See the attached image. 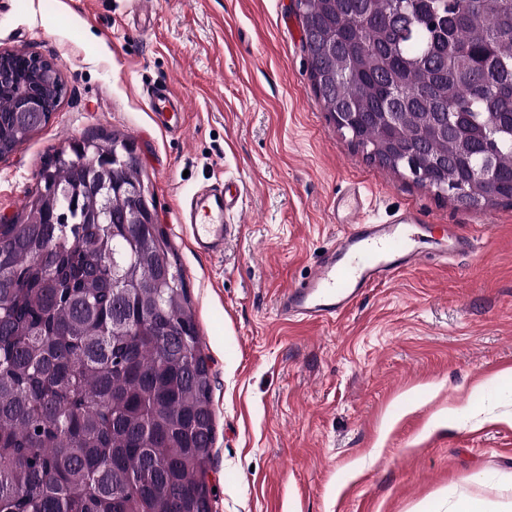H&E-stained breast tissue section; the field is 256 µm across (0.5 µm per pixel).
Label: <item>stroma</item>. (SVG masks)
Returning a JSON list of instances; mask_svg holds the SVG:
<instances>
[{
    "label": "stroma",
    "instance_id": "obj_1",
    "mask_svg": "<svg viewBox=\"0 0 512 512\" xmlns=\"http://www.w3.org/2000/svg\"><path fill=\"white\" fill-rule=\"evenodd\" d=\"M0 0V50L56 61L67 93L0 158V220L53 150L118 131L181 267L211 372L213 512H421L461 495L512 512V204L475 210L371 161L316 95L296 0ZM188 104L166 131L146 91ZM243 182L222 254L176 220L196 192ZM369 222L413 210L424 256L342 316L281 315L342 227L350 183ZM473 238L450 251L451 235Z\"/></svg>",
    "mask_w": 512,
    "mask_h": 512
}]
</instances>
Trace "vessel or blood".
Returning <instances> with one entry per match:
<instances>
[{"mask_svg": "<svg viewBox=\"0 0 512 512\" xmlns=\"http://www.w3.org/2000/svg\"><path fill=\"white\" fill-rule=\"evenodd\" d=\"M149 104L163 122L182 127L186 103L164 89L148 91ZM243 197L240 185L225 181L217 191L190 201L179 214L187 224L196 249L207 255L221 253L228 226L226 215L238 209ZM333 209L343 235L317 262L307 281L282 290L279 308L289 318L310 324L336 319L370 285L396 275L418 263L421 254L412 232L419 217L405 211L386 224L367 223L359 188H350L337 198Z\"/></svg>", "mask_w": 512, "mask_h": 512, "instance_id": "b4317fda", "label": "vessel or blood"}]
</instances>
